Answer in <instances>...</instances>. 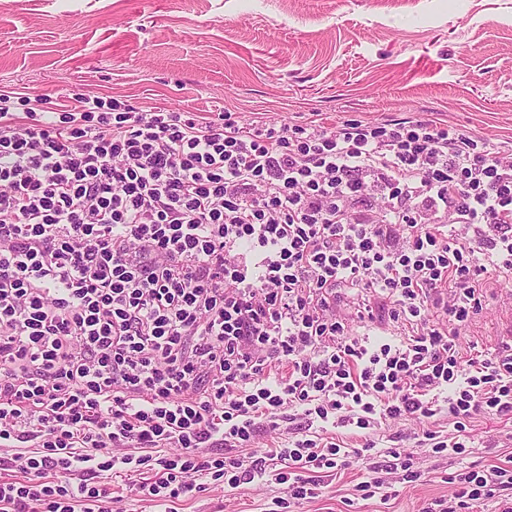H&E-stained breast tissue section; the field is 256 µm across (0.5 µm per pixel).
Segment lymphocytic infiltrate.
Returning <instances> with one entry per match:
<instances>
[{"instance_id": "lymphocytic-infiltrate-1", "label": "lymphocytic infiltrate", "mask_w": 512, "mask_h": 512, "mask_svg": "<svg viewBox=\"0 0 512 512\" xmlns=\"http://www.w3.org/2000/svg\"><path fill=\"white\" fill-rule=\"evenodd\" d=\"M490 270L512 274V151L457 129L85 94L19 113L1 89L0 512H113L117 470L157 506L234 490L265 475L243 451L268 428L282 512L376 446L331 427L444 408L431 450L464 455L474 414L512 415V352L461 363L448 328ZM350 292L409 338H351ZM456 481L438 512H512V470Z\"/></svg>"}]
</instances>
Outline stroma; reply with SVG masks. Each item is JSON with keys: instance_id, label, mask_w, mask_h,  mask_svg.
Masks as SVG:
<instances>
[{"instance_id": "stroma-1", "label": "stroma", "mask_w": 512, "mask_h": 512, "mask_svg": "<svg viewBox=\"0 0 512 512\" xmlns=\"http://www.w3.org/2000/svg\"><path fill=\"white\" fill-rule=\"evenodd\" d=\"M1 88L33 105L110 95L276 126L430 119L507 149L512 0H0ZM479 287L482 311L454 328L465 359L512 347V276L491 271ZM452 430L444 412L381 423L376 462L400 451L419 479L364 500V468L334 471L295 512H423L452 494L449 475L512 470V415H474L458 457L422 441ZM285 493L257 478L230 494L210 486L175 509L272 512Z\"/></svg>"}]
</instances>
